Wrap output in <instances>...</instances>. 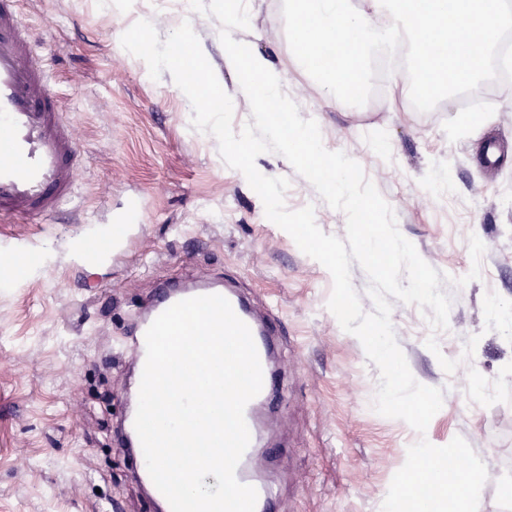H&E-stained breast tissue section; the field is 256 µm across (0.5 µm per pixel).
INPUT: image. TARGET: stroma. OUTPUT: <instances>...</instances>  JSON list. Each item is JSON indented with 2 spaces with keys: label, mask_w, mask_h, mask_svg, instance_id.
Here are the masks:
<instances>
[{
  "label": "stroma",
  "mask_w": 512,
  "mask_h": 512,
  "mask_svg": "<svg viewBox=\"0 0 512 512\" xmlns=\"http://www.w3.org/2000/svg\"><path fill=\"white\" fill-rule=\"evenodd\" d=\"M246 3L250 26L238 42L283 70L282 91L316 120L324 147L360 164L400 233L438 270L451 299L447 330L432 331L414 305L396 300L391 312L413 377L444 393L422 434L436 446L462 437L487 467L485 512H512V158L493 167L479 159L490 140L512 149V83L482 85L496 120L475 135L454 124L467 97L419 112L402 69L379 76L364 106H349L298 64L282 0ZM22 15L71 110L83 161L60 214L0 222V251L29 260L23 280L0 285V512H153L112 429L133 392L120 344L166 279L236 285L257 315L271 309L285 324L272 362L278 404L258 406L255 446L277 512H381L422 434L375 412L379 371L327 307L330 272L268 221L216 138L192 128L190 101L169 72L151 79L121 45L137 21L164 39L184 14L157 0H133L123 15L112 0H23ZM192 19L241 131L251 108L224 66L221 25ZM256 167L289 180L287 209L313 206L324 233L345 237V214L286 158L265 152ZM133 201L141 221L89 266L77 243Z\"/></svg>",
  "instance_id": "obj_1"
}]
</instances>
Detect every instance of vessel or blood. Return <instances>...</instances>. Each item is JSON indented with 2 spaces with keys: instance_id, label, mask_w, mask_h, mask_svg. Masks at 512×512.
I'll list each match as a JSON object with an SVG mask.
<instances>
[{
  "instance_id": "1",
  "label": "vessel or blood",
  "mask_w": 512,
  "mask_h": 512,
  "mask_svg": "<svg viewBox=\"0 0 512 512\" xmlns=\"http://www.w3.org/2000/svg\"><path fill=\"white\" fill-rule=\"evenodd\" d=\"M81 155L51 76L34 55L28 26L18 9V0H0V216L47 215L57 212L72 199ZM221 294L234 313L249 327L263 371L259 400L270 401L275 375L269 366L271 321H256L249 306L233 291L221 285L197 287L166 285L136 324L125 345V353L137 367L146 360V331L165 310L179 301L202 295ZM134 414H127L116 444L123 448L136 478L150 486L152 500L162 512H171L164 495L152 488L142 446L134 426ZM259 461L246 450L237 465V480L257 491L255 512H270V486L258 475Z\"/></svg>"
}]
</instances>
